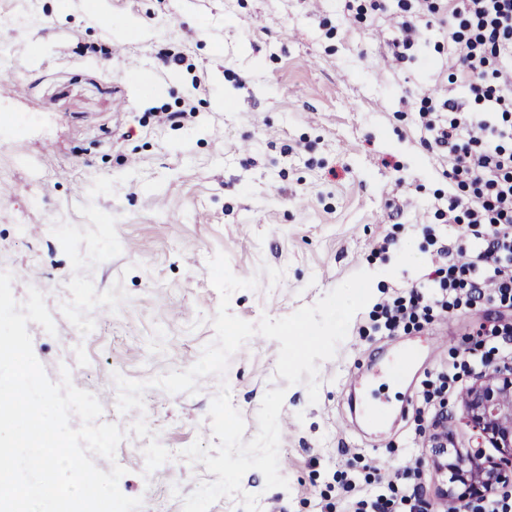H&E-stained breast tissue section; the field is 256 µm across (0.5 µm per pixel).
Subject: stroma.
<instances>
[{"label":"stroma","instance_id":"stroma-1","mask_svg":"<svg viewBox=\"0 0 512 512\" xmlns=\"http://www.w3.org/2000/svg\"><path fill=\"white\" fill-rule=\"evenodd\" d=\"M371 2L357 0L356 14L345 0H0V69L21 87L0 95V188L14 196L0 208V271L13 273L17 301L33 287L45 297L55 334L28 330L48 378L73 367L102 395V422L125 431L115 461L95 463L125 468L120 489L143 497L141 512H183L210 481L181 452L214 444L209 409L224 383L247 441L266 391H285L289 487L265 489L248 471L242 489L259 512H321V492L344 474L355 487L336 512L398 475L448 512L414 392L479 326L512 323V309L483 300L384 336L369 333L363 308L320 362L314 403L305 384L276 377L279 344L258 334L197 393L150 383L213 341L216 253L257 278L230 300L253 324L314 305L362 270L378 303L457 260L459 228L439 210L459 189L417 114L439 95L469 96L439 26L420 27L418 48L396 59L401 2ZM185 108L180 126L157 119ZM23 266L34 278L18 277ZM399 348L414 358L401 372L389 360ZM117 373L148 384L138 417L117 407ZM355 390L387 404L361 432L349 425Z\"/></svg>","mask_w":512,"mask_h":512}]
</instances>
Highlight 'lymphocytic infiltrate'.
<instances>
[{
  "mask_svg": "<svg viewBox=\"0 0 512 512\" xmlns=\"http://www.w3.org/2000/svg\"><path fill=\"white\" fill-rule=\"evenodd\" d=\"M395 21V44L415 45V21L438 17L448 30L449 60L481 112L452 98H437L417 121L448 154V176L468 198L448 199V221L461 225L459 259L413 285L407 296L379 304L373 329L390 336L434 316L476 306L481 298L512 307V0H416ZM510 329H481L472 346L456 351L448 368L424 381V404L439 410L462 376L493 359H507L497 345ZM354 512H428L415 493L373 494Z\"/></svg>",
  "mask_w": 512,
  "mask_h": 512,
  "instance_id": "lymphocytic-infiltrate-1",
  "label": "lymphocytic infiltrate"
}]
</instances>
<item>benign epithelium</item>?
<instances>
[{"label": "benign epithelium", "instance_id": "obj_1", "mask_svg": "<svg viewBox=\"0 0 512 512\" xmlns=\"http://www.w3.org/2000/svg\"><path fill=\"white\" fill-rule=\"evenodd\" d=\"M466 425L478 444H488L497 455L479 448L462 451L454 447L452 433L441 430L430 435L431 447H453L448 457L435 460L448 472V490L463 504L506 493L512 487V367L495 368L476 378L462 404Z\"/></svg>", "mask_w": 512, "mask_h": 512}]
</instances>
